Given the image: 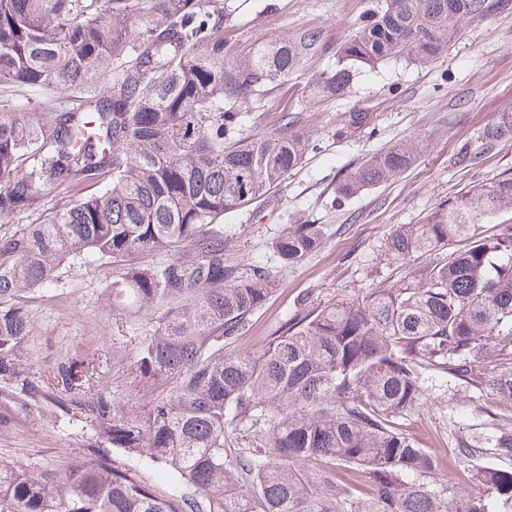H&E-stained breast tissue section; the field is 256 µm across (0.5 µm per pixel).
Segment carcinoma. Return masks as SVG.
<instances>
[{
  "label": "carcinoma",
  "instance_id": "1",
  "mask_svg": "<svg viewBox=\"0 0 512 512\" xmlns=\"http://www.w3.org/2000/svg\"><path fill=\"white\" fill-rule=\"evenodd\" d=\"M511 9L512 0H375L310 94L346 97L381 62L430 65L465 24ZM329 49L306 30L235 51L215 0H0V83L85 92L48 124L0 116V221L35 212L51 188L109 175L69 209L0 231V403L47 409L94 439L64 472L0 461V512L512 509V427L490 418L487 449L463 436L422 448L404 429L430 372L512 405V224L478 231L512 209V176L398 225L385 244L405 267L396 284L294 317L259 354L224 355L277 286L266 267L233 261L224 214L266 195L311 146L297 113L258 134L246 109ZM369 129L373 113L359 108L336 135ZM506 138L509 111L478 136L484 150ZM420 149L404 139L365 157L340 175L332 203L401 175ZM329 235L326 224H290L271 248L293 268ZM421 255L428 261L412 265ZM91 261L112 267L116 301L161 309L156 332L132 347L151 390L142 406L100 385L103 349L44 374L29 367L24 294ZM487 452L500 465L473 470ZM134 459L164 466L168 489ZM449 459L456 473L440 481ZM474 482L496 502L470 491Z\"/></svg>",
  "mask_w": 512,
  "mask_h": 512
}]
</instances>
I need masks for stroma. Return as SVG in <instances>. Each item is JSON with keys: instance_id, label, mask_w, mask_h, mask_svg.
<instances>
[{"instance_id": "35a3bbf8", "label": "stroma", "mask_w": 512, "mask_h": 512, "mask_svg": "<svg viewBox=\"0 0 512 512\" xmlns=\"http://www.w3.org/2000/svg\"><path fill=\"white\" fill-rule=\"evenodd\" d=\"M224 40L242 47L254 41L292 38L317 29L330 47L354 32L370 0H224ZM329 56L309 59L260 101L259 131L272 132L279 113L294 112L316 147L264 201L225 216L233 234V259L277 271L279 286L246 330L225 342L228 354L260 351L293 317L317 305L397 282L402 271L387 260L385 242L399 224L419 223L439 203L477 185L512 175V141L460 168L453 158L463 144H476L482 128L512 111V11L468 25L443 60L430 67L390 61L360 73L350 95L321 100L305 94L332 66ZM69 97L0 84V114L21 119L66 111ZM364 107L376 116L375 130L344 139L334 131L346 112ZM422 140L416 163L401 177L334 206L333 189L342 171L401 138ZM290 224H329L334 229L321 249L302 265L281 268L270 242ZM33 334L32 368L44 371L66 356L98 349L110 361L103 387L132 403L150 392L136 378L127 339L149 336L158 326L152 306L121 305L112 298V269L89 264L66 273L58 287L32 293L28 302ZM428 405L405 419V428L424 448L452 447L457 434L477 421L482 401L454 378L427 374ZM90 435L54 422L47 411L12 404L0 408V460L35 469L63 470L85 456Z\"/></svg>"}]
</instances>
